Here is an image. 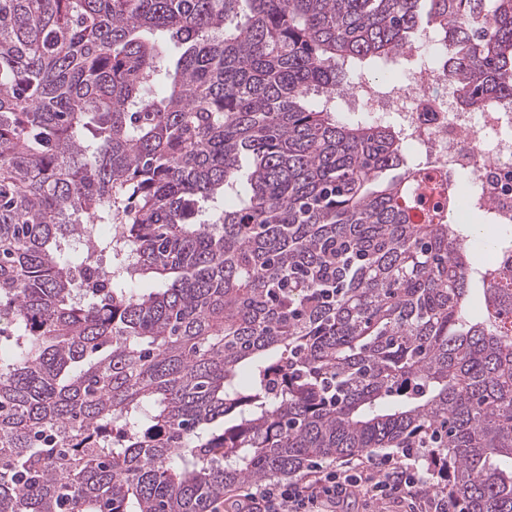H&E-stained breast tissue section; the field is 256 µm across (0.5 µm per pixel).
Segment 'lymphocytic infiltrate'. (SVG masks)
I'll return each mask as SVG.
<instances>
[{"label": "lymphocytic infiltrate", "mask_w": 512, "mask_h": 512, "mask_svg": "<svg viewBox=\"0 0 512 512\" xmlns=\"http://www.w3.org/2000/svg\"><path fill=\"white\" fill-rule=\"evenodd\" d=\"M422 448L402 449L381 460L359 457L342 467L314 464L295 480L252 485L232 501L234 512H339V506L358 494L386 508L405 512H459L439 490L430 471L420 469Z\"/></svg>", "instance_id": "obj_1"}]
</instances>
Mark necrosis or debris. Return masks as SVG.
Instances as JSON below:
<instances>
[{
    "label": "necrosis or debris",
    "instance_id": "1",
    "mask_svg": "<svg viewBox=\"0 0 512 512\" xmlns=\"http://www.w3.org/2000/svg\"><path fill=\"white\" fill-rule=\"evenodd\" d=\"M447 83V68L439 57L414 71L407 85L381 91L361 81L352 85L347 98L361 105L370 120L393 122L406 143L433 156L440 183L466 175L476 189V207L511 230L512 104L470 112L447 91Z\"/></svg>",
    "mask_w": 512,
    "mask_h": 512
}]
</instances>
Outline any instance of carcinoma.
<instances>
[{
    "label": "carcinoma",
    "instance_id": "carcinoma-1",
    "mask_svg": "<svg viewBox=\"0 0 512 512\" xmlns=\"http://www.w3.org/2000/svg\"><path fill=\"white\" fill-rule=\"evenodd\" d=\"M427 29L464 108L512 98V0H0V512H210L409 441L512 512V282L470 315L459 203L336 111Z\"/></svg>",
    "mask_w": 512,
    "mask_h": 512
}]
</instances>
